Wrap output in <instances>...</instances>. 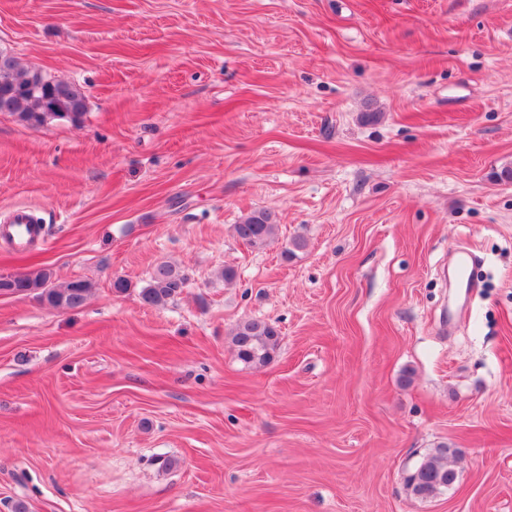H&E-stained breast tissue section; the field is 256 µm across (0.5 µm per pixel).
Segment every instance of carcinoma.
Wrapping results in <instances>:
<instances>
[{
	"mask_svg": "<svg viewBox=\"0 0 512 512\" xmlns=\"http://www.w3.org/2000/svg\"><path fill=\"white\" fill-rule=\"evenodd\" d=\"M9 83L16 93L5 98L0 95V112H7L32 127H41L53 121H67L74 125L83 122L87 103L84 92L74 83L47 76L39 70L21 68L17 57L9 55L7 69L0 68V85ZM277 224L266 211L253 212L234 225L236 237L243 243L261 248L273 238ZM187 277L171 264L158 265L147 287L140 292L143 304L156 307L166 304L181 294ZM91 284L74 280L63 288L52 285V273L43 268L30 270L18 276L0 275V295H34L49 306L65 310L84 304ZM280 343L277 326L251 318L240 320L234 330L232 344L240 361L250 366H262L272 358ZM456 452L448 446L438 447L436 455L416 466L405 478L410 493L421 499L433 498L456 482L457 472L448 464Z\"/></svg>",
	"mask_w": 512,
	"mask_h": 512,
	"instance_id": "carcinoma-1",
	"label": "carcinoma"
}]
</instances>
